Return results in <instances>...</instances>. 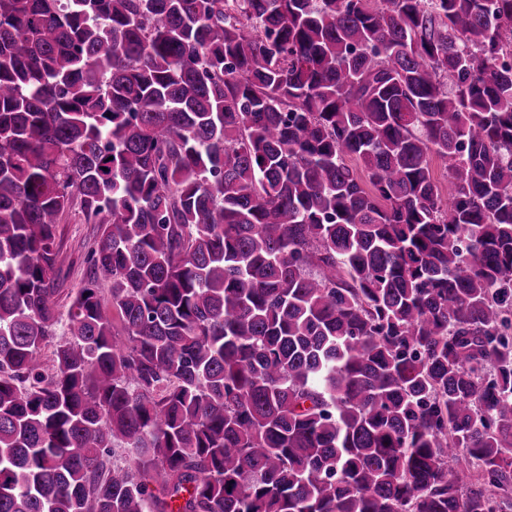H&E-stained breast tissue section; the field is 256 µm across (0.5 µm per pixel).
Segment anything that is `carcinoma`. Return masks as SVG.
<instances>
[{
  "mask_svg": "<svg viewBox=\"0 0 512 512\" xmlns=\"http://www.w3.org/2000/svg\"><path fill=\"white\" fill-rule=\"evenodd\" d=\"M510 57L512 0H0V512H512ZM96 224H84L78 215L68 216L58 225L60 253L57 259L58 293L54 302L60 320L53 326L54 341L68 337L67 312L71 296L87 281L84 257L96 234Z\"/></svg>",
  "mask_w": 512,
  "mask_h": 512,
  "instance_id": "obj_1",
  "label": "carcinoma"
}]
</instances>
